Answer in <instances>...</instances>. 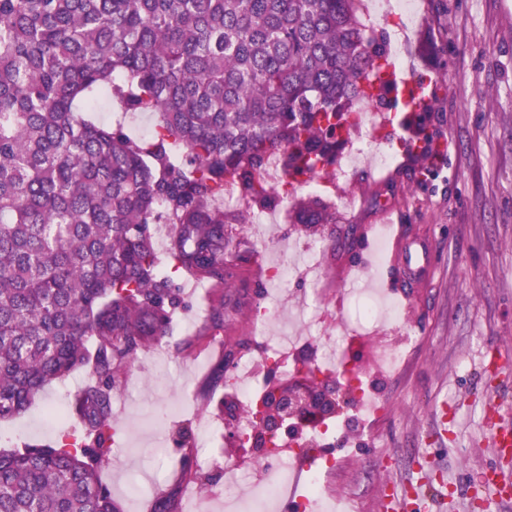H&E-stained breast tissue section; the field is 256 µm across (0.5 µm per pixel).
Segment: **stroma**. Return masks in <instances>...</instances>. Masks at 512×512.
Masks as SVG:
<instances>
[{
    "instance_id": "1",
    "label": "stroma",
    "mask_w": 512,
    "mask_h": 512,
    "mask_svg": "<svg viewBox=\"0 0 512 512\" xmlns=\"http://www.w3.org/2000/svg\"><path fill=\"white\" fill-rule=\"evenodd\" d=\"M407 78L422 83L431 108L416 130L438 144L440 159L420 158L375 132L374 148L396 156L388 170L360 161L352 176L362 193L344 207L331 185H295L280 205L247 207L234 224L233 252L262 261L271 255L302 265L304 246L322 249L319 269L291 280L289 290L336 295L347 267L358 285L379 287L405 305L402 331L412 333L405 361L382 380L386 414L373 421L351 451L336 454L326 478L332 492L359 512H382L388 484L416 485L422 468L448 484L447 512H512V455L493 433L512 437V0H416L405 47ZM329 199L333 223L284 224V209L309 197ZM391 211L434 249L427 282L404 297L389 253H378L381 214ZM355 225L353 248L342 242ZM187 292L160 345L139 351L113 400L120 458L99 477L120 512H150L154 499L176 489V463L161 466L156 444L180 428L215 424L223 391L208 392L216 361L184 349L202 335V290ZM282 288L267 277L236 270L224 285V346L240 349L251 333L252 308ZM88 381L77 370L50 384L21 415L0 421V450L46 445L77 432L68 406Z\"/></svg>"
}]
</instances>
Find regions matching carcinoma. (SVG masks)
<instances>
[{"instance_id":"obj_1","label":"carcinoma","mask_w":512,"mask_h":512,"mask_svg":"<svg viewBox=\"0 0 512 512\" xmlns=\"http://www.w3.org/2000/svg\"><path fill=\"white\" fill-rule=\"evenodd\" d=\"M361 0H0V419L86 368L71 413L82 432L0 451V512H118L98 477L112 459V400L138 350L171 329L179 278L234 275L218 200L259 207L261 178L328 173L360 120L397 107L371 85L389 61ZM101 99L158 116L151 140ZM296 224H327L318 196ZM171 225L160 273L154 225ZM224 331V300L209 308ZM184 475L195 476L192 435Z\"/></svg>"}]
</instances>
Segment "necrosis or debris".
Here are the masks:
<instances>
[{"label": "necrosis or debris", "mask_w": 512, "mask_h": 512, "mask_svg": "<svg viewBox=\"0 0 512 512\" xmlns=\"http://www.w3.org/2000/svg\"><path fill=\"white\" fill-rule=\"evenodd\" d=\"M272 310L266 301L254 308V354L235 359L224 373V402L234 412L231 421L221 422L220 438L243 442L252 437L257 429L255 409L310 366L349 383L352 400L337 411H314L292 419V437L278 436L274 445L255 455L258 471L226 466L224 503L232 512H279L287 502L292 512H330L324 477L334 470L336 460L323 449L337 439L362 433L359 417L377 418L385 413L377 382L406 356L405 344L392 342L388 332L403 313L398 305L384 302L376 290L352 289L342 292L336 302L308 307L307 321L316 327V335L276 336L270 331ZM337 319L346 323L344 335L326 330ZM303 455L316 457L318 464L305 474L302 493L292 496L288 490L296 462Z\"/></svg>", "instance_id": "4bbe7bcc"}]
</instances>
